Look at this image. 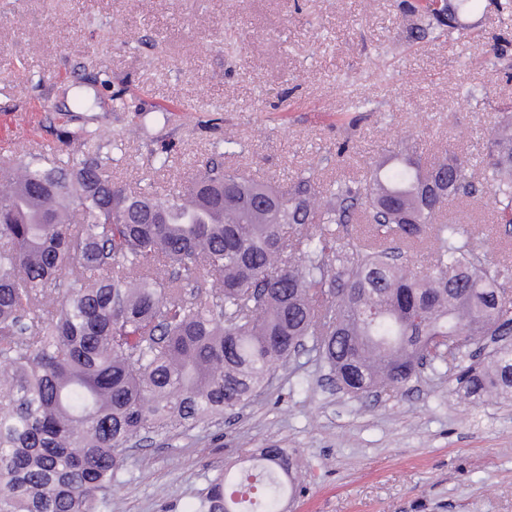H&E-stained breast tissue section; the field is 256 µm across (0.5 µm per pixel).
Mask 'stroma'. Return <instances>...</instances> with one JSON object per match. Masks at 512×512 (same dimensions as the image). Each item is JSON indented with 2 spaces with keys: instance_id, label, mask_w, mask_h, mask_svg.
Returning a JSON list of instances; mask_svg holds the SVG:
<instances>
[{
  "instance_id": "obj_1",
  "label": "stroma",
  "mask_w": 512,
  "mask_h": 512,
  "mask_svg": "<svg viewBox=\"0 0 512 512\" xmlns=\"http://www.w3.org/2000/svg\"><path fill=\"white\" fill-rule=\"evenodd\" d=\"M471 22L475 43L411 45L401 0H0V115L21 120L0 161L79 154L98 129L113 181L161 193L215 151L277 184L359 176L401 144L478 177L512 113V9ZM447 211L512 267L488 198ZM273 445L296 458L290 512H512V399L474 403L445 366L358 399L311 352L238 416L129 451L112 512H184Z\"/></svg>"
}]
</instances>
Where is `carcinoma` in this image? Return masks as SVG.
<instances>
[{
  "label": "carcinoma",
  "mask_w": 512,
  "mask_h": 512,
  "mask_svg": "<svg viewBox=\"0 0 512 512\" xmlns=\"http://www.w3.org/2000/svg\"><path fill=\"white\" fill-rule=\"evenodd\" d=\"M409 5V37L433 40L478 0ZM48 165L23 149L24 181L0 193V512H112L126 446L245 408L311 349L355 397L399 388L407 359L453 365L477 401L512 395V268L443 215L486 195L512 224V116L489 133L485 175L402 150L359 180L283 187L207 159L164 196L112 181L97 131ZM430 240L424 272L408 253ZM59 298L52 299L53 294ZM489 341V362L471 346ZM253 497L219 471L188 512H282L285 448L248 455Z\"/></svg>",
  "instance_id": "1"
}]
</instances>
